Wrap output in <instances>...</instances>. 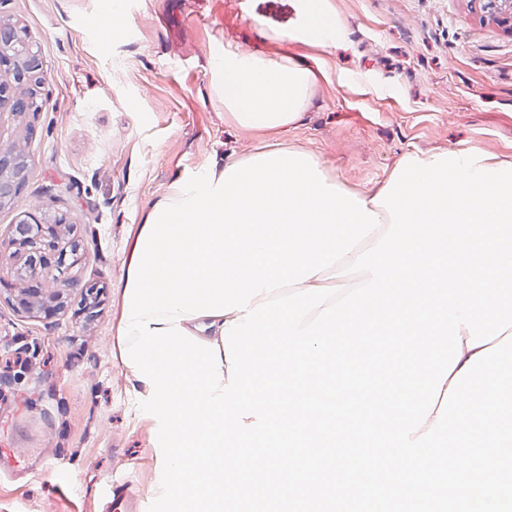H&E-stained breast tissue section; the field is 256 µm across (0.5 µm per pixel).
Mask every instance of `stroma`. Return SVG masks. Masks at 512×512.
Here are the masks:
<instances>
[{
	"instance_id": "stroma-1",
	"label": "stroma",
	"mask_w": 512,
	"mask_h": 512,
	"mask_svg": "<svg viewBox=\"0 0 512 512\" xmlns=\"http://www.w3.org/2000/svg\"><path fill=\"white\" fill-rule=\"evenodd\" d=\"M341 33L295 39L298 0H0L43 63L41 112L0 105V144L27 163L0 234L25 214L65 215L82 249L67 304L31 316L15 302L0 251V512H104L114 482L143 487L160 469L142 386L120 377L117 285L152 206L198 171L244 150L314 154L326 175L375 195L405 155L476 147L512 163V30L483 22L479 0H327ZM249 45L313 67L300 123L240 132L213 61Z\"/></svg>"
}]
</instances>
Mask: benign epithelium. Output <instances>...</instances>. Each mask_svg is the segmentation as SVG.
<instances>
[{
  "label": "benign epithelium",
  "mask_w": 512,
  "mask_h": 512,
  "mask_svg": "<svg viewBox=\"0 0 512 512\" xmlns=\"http://www.w3.org/2000/svg\"><path fill=\"white\" fill-rule=\"evenodd\" d=\"M483 10L489 21L512 25V0H483ZM6 68L10 81L0 83V101L13 90L11 112L16 115L37 113L42 108L33 86L41 83L42 63L36 44L26 29L0 21V68ZM22 153L17 146L0 148V205L10 202L25 181V169L18 160ZM69 228L63 216L31 218L10 225L7 236L0 237V249H12L22 263L16 269V279L29 283L16 295L19 308L29 314L43 313L50 316L58 307L43 302L40 289L31 286L42 269L54 264L59 269L57 288L49 296L52 301L63 302L70 291L71 280L65 276L67 248L74 240L64 241L63 230Z\"/></svg>",
  "instance_id": "obj_1"
}]
</instances>
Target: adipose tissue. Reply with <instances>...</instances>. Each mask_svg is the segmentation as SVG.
<instances>
[{
	"label": "adipose tissue",
	"mask_w": 512,
	"mask_h": 512,
	"mask_svg": "<svg viewBox=\"0 0 512 512\" xmlns=\"http://www.w3.org/2000/svg\"><path fill=\"white\" fill-rule=\"evenodd\" d=\"M339 30L326 0H300L297 36L328 44ZM224 94V110L238 130H279L299 123L307 111L315 79L309 63L278 62L263 55L224 51L214 60Z\"/></svg>",
	"instance_id": "ef3b65f1"
}]
</instances>
